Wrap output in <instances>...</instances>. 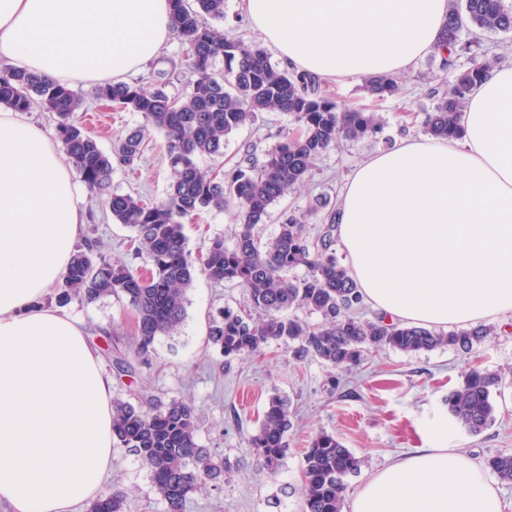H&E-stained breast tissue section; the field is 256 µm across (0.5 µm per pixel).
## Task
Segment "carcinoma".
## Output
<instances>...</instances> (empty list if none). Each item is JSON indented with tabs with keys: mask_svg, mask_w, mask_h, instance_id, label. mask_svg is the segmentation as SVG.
<instances>
[{
	"mask_svg": "<svg viewBox=\"0 0 512 512\" xmlns=\"http://www.w3.org/2000/svg\"><path fill=\"white\" fill-rule=\"evenodd\" d=\"M173 23L181 38L190 80L182 92L156 81L148 90L142 82L101 84L96 98L141 115L142 122L104 151L96 138L73 120L83 97L70 86L12 67H0V106L27 112L37 106L50 112L55 130L80 181L91 196L102 200L112 220L134 234L136 255L149 270L112 261L95 239L77 247L62 276L56 295L60 305L77 301L93 305L106 298L125 302L135 313L136 337L127 352L113 356L119 374L132 375L150 364L155 343L174 335L183 320L188 292L197 275L245 289L249 311L221 307L211 315L208 341L225 358L260 352L282 342L298 360L313 359L331 368H351L365 354L384 348L412 354L448 346L471 351L494 333L476 326L447 333L425 327L390 325L355 312L362 296L333 249L336 209L323 194L315 205L296 212L282 210L276 234L265 240L262 224L270 208L309 177L314 161L341 141L363 142L379 129L374 113L342 109L308 74L275 67L266 50L256 44L229 39L219 31L224 22V0H171ZM484 32H512V4L506 0H448V22L441 42L452 58L442 64L456 70L458 57L471 54L470 66L457 70L448 87L435 91L436 102L425 132L433 138H456L467 95L493 68L496 58L475 52ZM471 35L465 41L463 34ZM224 69L215 70L218 58ZM368 93L378 100L400 93L396 77L366 80ZM258 112H285L300 127L257 162L243 160L224 170H204L199 161L224 155V143ZM161 134L172 173L165 196L147 202L136 192L112 190V173L137 166L151 138ZM210 208L234 209V244L224 238L209 240L205 253L192 257L181 219ZM325 224L312 237L311 218ZM304 267L307 274L290 276ZM302 308L322 317L310 324L291 313ZM503 378L479 367L448 391L446 404L457 424L480 433L495 419L493 393ZM291 427L287 402L275 395L248 445L268 474L278 472L288 454ZM114 447L123 448L147 469L166 512H184L191 494L219 478L224 462H216L197 442L196 409L192 401L151 396L135 406L112 400ZM498 478L512 483V453H500L485 462ZM361 460L336 435L316 434L303 457L302 512H342L345 478L360 471ZM121 490L103 493L89 512H125Z\"/></svg>",
	"mask_w": 512,
	"mask_h": 512,
	"instance_id": "carcinoma-1",
	"label": "carcinoma"
}]
</instances>
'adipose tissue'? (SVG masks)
<instances>
[{
	"label": "adipose tissue",
	"instance_id": "adipose-tissue-1",
	"mask_svg": "<svg viewBox=\"0 0 512 512\" xmlns=\"http://www.w3.org/2000/svg\"><path fill=\"white\" fill-rule=\"evenodd\" d=\"M289 69L325 81L406 71L436 51L448 0H240ZM173 32L169 0H0V62L117 82ZM83 187L44 130L0 111V505L79 512L112 469V378L83 327L45 306L84 228ZM339 246L366 303L406 325L512 317V65L470 94L462 134L401 138L346 179ZM347 512H502L484 469L420 448Z\"/></svg>",
	"mask_w": 512,
	"mask_h": 512
}]
</instances>
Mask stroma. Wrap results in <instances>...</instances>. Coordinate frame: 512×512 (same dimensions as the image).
<instances>
[{"label": "stroma", "instance_id": "35a3bbf8", "mask_svg": "<svg viewBox=\"0 0 512 512\" xmlns=\"http://www.w3.org/2000/svg\"><path fill=\"white\" fill-rule=\"evenodd\" d=\"M451 79L436 54L430 53L400 74L401 92L391 100L374 101L360 80L324 83V90L342 108L378 113L381 129L373 140L345 141L323 153L314 163L311 181L289 194L282 207L306 210L320 193L331 205H338L345 179L368 155L401 137H423L426 116L435 102L433 91ZM74 88L87 97L85 111L74 119L97 138L103 150H110L119 135L140 124L138 114L91 100L92 83L78 82ZM297 130L288 114L258 113L229 138L223 156L203 159L200 165L227 167L247 152L263 157ZM169 183L164 140L159 136L149 143L138 171L118 170L112 175L114 191H135L148 201L161 199ZM82 205L88 214L84 236L105 243L112 259L141 266L128 243L129 230L113 223L94 198L83 196ZM234 225L232 211H199L183 222L187 246L198 252L208 238L217 235L232 244ZM221 306L247 308L244 288L198 277L188 293L177 334L158 339L151 365L133 377H112L113 395L123 401L134 404L141 396L153 395L194 402L198 442L214 459L224 461L227 469L223 477L192 494L184 512H301L303 454L321 431L335 434L363 461L360 472L346 480L351 492L372 472L415 448L445 444L480 464L512 452V324L494 323L493 335L470 352L444 346L406 354L385 348L343 370L315 360L296 361L286 346L275 342L259 353L225 363L208 341L209 315ZM66 311L85 328L100 358H107L109 348L125 349L135 335L132 310L115 299L90 306L74 302ZM476 365L504 375L505 383L494 397V423L472 435L454 424L445 399ZM276 394L288 399L292 426L288 457L272 476L260 469L248 439L257 431L269 398ZM106 485L126 492V512H165L149 473L124 449L115 450Z\"/></svg>", "mask_w": 512, "mask_h": 512}]
</instances>
